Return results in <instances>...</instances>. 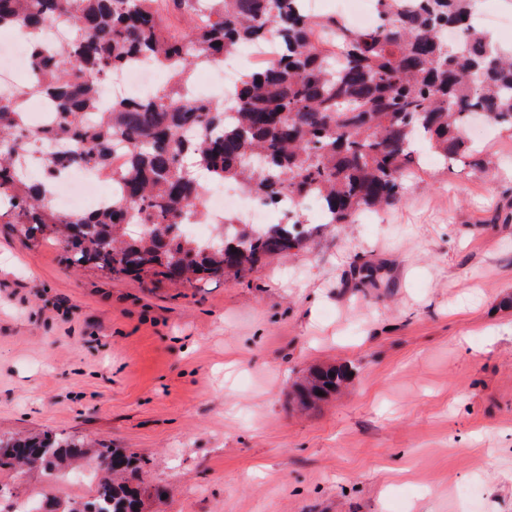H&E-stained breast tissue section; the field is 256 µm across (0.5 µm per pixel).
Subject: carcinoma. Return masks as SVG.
Masks as SVG:
<instances>
[{
	"instance_id": "1",
	"label": "carcinoma",
	"mask_w": 512,
	"mask_h": 512,
	"mask_svg": "<svg viewBox=\"0 0 512 512\" xmlns=\"http://www.w3.org/2000/svg\"><path fill=\"white\" fill-rule=\"evenodd\" d=\"M301 0H0V29L37 31L65 22L71 54L47 55L31 44L34 72L19 97L0 98V220L48 232L74 266L92 264L115 278L152 275L183 283L203 275L240 276L263 258L288 255L311 235L299 201L315 194L328 224H350L399 200L406 170L418 162V140L447 166L463 160L489 169L484 150L464 130L482 113L512 137V48L498 46L475 20L473 0H378L382 24L346 32L303 10ZM196 15L172 31L159 4ZM458 43H448V29ZM272 38L281 54L237 84L232 111L182 90L197 66L215 63L242 44ZM344 56L336 58V43ZM173 66L153 98L115 97L98 88L128 58ZM49 97L57 126L28 128L27 97ZM64 148L44 157L31 181L18 157L27 142ZM127 163L117 173L123 195L102 211L64 214L46 185L74 167L111 173L115 147ZM211 179L232 180L276 205L288 194L290 222L261 229L224 218L207 241L180 226L201 216L203 184L188 161ZM347 365L317 366L293 391L307 408L339 391ZM74 457L99 472L94 495L65 501L62 512H141L140 492L124 481L142 460L118 449L86 448L62 437L0 439V469L25 466L49 482Z\"/></svg>"
}]
</instances>
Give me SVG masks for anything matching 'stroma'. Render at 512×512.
<instances>
[{
  "label": "stroma",
  "instance_id": "1",
  "mask_svg": "<svg viewBox=\"0 0 512 512\" xmlns=\"http://www.w3.org/2000/svg\"><path fill=\"white\" fill-rule=\"evenodd\" d=\"M483 146L488 172L427 160L340 229L303 203V248L241 277L116 279L0 223V438L144 459V512H512V138ZM329 363L350 384L298 411L293 385ZM0 482L12 512L96 478L77 459L57 488Z\"/></svg>",
  "mask_w": 512,
  "mask_h": 512
}]
</instances>
